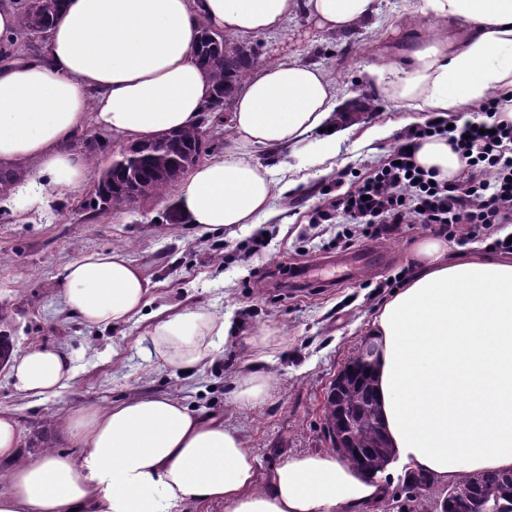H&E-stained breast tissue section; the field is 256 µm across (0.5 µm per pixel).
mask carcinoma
<instances>
[{"label":"carcinoma","instance_id":"obj_1","mask_svg":"<svg viewBox=\"0 0 512 512\" xmlns=\"http://www.w3.org/2000/svg\"><path fill=\"white\" fill-rule=\"evenodd\" d=\"M62 0H54L49 10L23 7L21 30H48ZM195 55L213 85V99L228 102L236 86L250 72L258 57L232 45L224 35L201 25ZM202 152L199 130L172 131L162 139L131 145L130 155H119L106 168V197L95 195L88 208L97 213L128 208L137 202L130 195L136 190L145 196H158L176 185ZM376 358L350 359L331 384L326 397L324 423L346 435L344 458L359 470L384 472L393 454L385 434L375 393ZM439 484L432 475L408 471L401 486L388 496L387 506L397 512H429L431 500L423 491ZM459 495L448 500V512H473L476 499L492 492L505 504L501 512H512V471L469 474L451 483Z\"/></svg>","mask_w":512,"mask_h":512}]
</instances>
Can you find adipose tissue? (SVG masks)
<instances>
[{"instance_id": "obj_1", "label": "adipose tissue", "mask_w": 512, "mask_h": 512, "mask_svg": "<svg viewBox=\"0 0 512 512\" xmlns=\"http://www.w3.org/2000/svg\"><path fill=\"white\" fill-rule=\"evenodd\" d=\"M392 37L411 52L366 66L395 106L444 118L476 112L491 97L512 123V0H404ZM304 9L319 30L355 29L376 0H65L43 54L0 67V168L25 162L22 181L0 206L28 210L81 186L88 157L73 150L87 127L132 143L200 126L212 98L193 53L200 24L234 35L278 29ZM432 22L422 34L419 20ZM334 92L324 72L282 57L235 95L232 129L252 147L298 143L332 128ZM416 163L440 179L464 164L447 139L419 140ZM274 183L250 157L197 165L177 204L200 233H235L265 213ZM150 283L119 250L82 254L65 269L62 303L96 327L131 321ZM232 324L206 307L164 310L143 340L148 359L174 370L213 362ZM378 345L376 393L398 459L445 483L467 473L512 470V259L452 255L445 239L414 247L410 274L370 322ZM19 392L57 394L74 368L54 346L14 359ZM78 454L21 459L15 415L0 409V512H368L387 488L339 456L288 457L264 488L241 429L190 410L171 396L143 394L90 407L63 425Z\"/></svg>"}]
</instances>
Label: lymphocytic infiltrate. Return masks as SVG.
Masks as SVG:
<instances>
[{
	"label": "lymphocytic infiltrate",
	"instance_id": "f902f5d3",
	"mask_svg": "<svg viewBox=\"0 0 512 512\" xmlns=\"http://www.w3.org/2000/svg\"><path fill=\"white\" fill-rule=\"evenodd\" d=\"M499 102L487 100L485 121L448 126L430 120L407 129L387 161L352 188L337 195L318 211L323 221L334 220L344 229L337 240L351 247L357 225L380 224L391 233L404 224H423L442 234L479 236L500 224L512 223V124L497 120ZM448 139L465 157L467 176L462 181L438 179L435 172L415 165L417 140Z\"/></svg>",
	"mask_w": 512,
	"mask_h": 512
}]
</instances>
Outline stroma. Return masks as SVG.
<instances>
[{
  "mask_svg": "<svg viewBox=\"0 0 512 512\" xmlns=\"http://www.w3.org/2000/svg\"><path fill=\"white\" fill-rule=\"evenodd\" d=\"M403 6V0H377L374 19L340 35L318 30L299 12L278 30L246 37L261 60L288 55L319 67L338 97L357 107L325 173L308 163L322 150V133L295 146L249 149L228 127L232 106H225L222 119L207 122L208 158L247 153L269 169L276 190L270 214L258 218L262 232L201 236L187 221L166 223L165 213L176 205L172 191L128 209L92 212L85 202L97 170L42 209L0 210V334L10 337L14 356L54 345L74 367L65 389L42 398L18 392L9 367L0 366V408L18 419L21 457L68 450L65 417L140 394L171 395L240 427L258 459L261 485L287 457L327 451L321 432L327 392L389 296V279L409 269L414 246L430 232L415 224L360 237L345 249L336 245L338 225L314 221L337 176L351 182L378 165L410 125L409 113L385 100L363 71ZM105 249L122 250L149 280V310L126 324L90 327L64 309L63 273L82 253ZM366 250L381 258L362 273L348 260ZM197 305L234 321L235 332L215 361L180 373L148 360L139 341L152 311ZM265 327L280 329L285 338L262 365L273 390L260 407H243L234 400L232 382L250 357L247 339Z\"/></svg>",
  "mask_w": 512,
  "mask_h": 512,
  "instance_id": "stroma-1",
  "label": "stroma"
}]
</instances>
